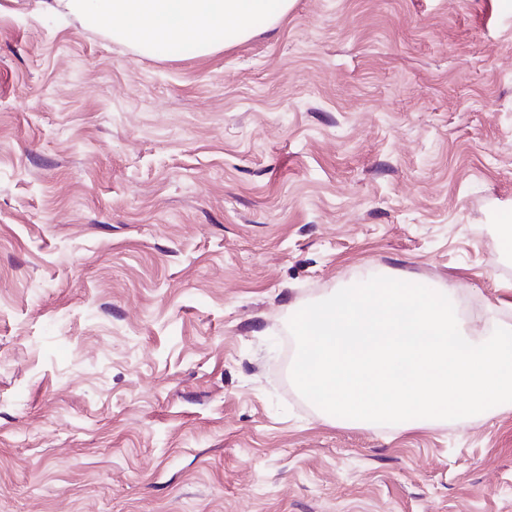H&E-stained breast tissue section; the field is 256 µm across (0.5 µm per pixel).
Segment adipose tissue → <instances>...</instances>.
Wrapping results in <instances>:
<instances>
[{
  "mask_svg": "<svg viewBox=\"0 0 512 512\" xmlns=\"http://www.w3.org/2000/svg\"><path fill=\"white\" fill-rule=\"evenodd\" d=\"M295 0H45V10L90 15L109 26L112 37L157 55L192 43L202 55L231 42L274 29Z\"/></svg>",
  "mask_w": 512,
  "mask_h": 512,
  "instance_id": "1",
  "label": "adipose tissue"
}]
</instances>
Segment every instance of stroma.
Wrapping results in <instances>:
<instances>
[{
    "instance_id": "35a3bbf8",
    "label": "stroma",
    "mask_w": 512,
    "mask_h": 512,
    "mask_svg": "<svg viewBox=\"0 0 512 512\" xmlns=\"http://www.w3.org/2000/svg\"><path fill=\"white\" fill-rule=\"evenodd\" d=\"M512 0H296L163 57L0 0V512H512V404L325 418L288 321L374 276L512 329Z\"/></svg>"
}]
</instances>
